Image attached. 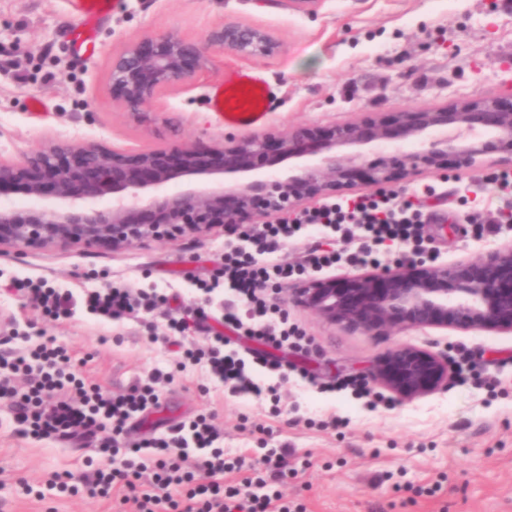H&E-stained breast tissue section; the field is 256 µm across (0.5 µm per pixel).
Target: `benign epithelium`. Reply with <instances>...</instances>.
<instances>
[{
	"label": "benign epithelium",
	"instance_id": "1",
	"mask_svg": "<svg viewBox=\"0 0 512 512\" xmlns=\"http://www.w3.org/2000/svg\"><path fill=\"white\" fill-rule=\"evenodd\" d=\"M215 46L243 57L271 56L280 45L262 28L226 23L205 43L168 34L160 48L126 44L112 57L110 82L118 105L138 117L141 108L169 89L197 79ZM394 140L428 143L403 159L383 155L368 168V184L379 189L407 182L421 170L480 165L498 155L512 162V93L451 100L430 109L331 126H298L286 134L227 139L214 145H159L128 152L95 141L53 140L39 152L0 158V196L20 182L25 193L48 204L24 210L0 200V254L24 248L67 250L101 247L118 251L133 241L164 238L178 230L204 235L217 226L243 224L251 214H286L308 200L335 196L357 185L364 160L344 147L383 149ZM227 173H252L244 186L226 190L190 187L172 192L177 179L189 183ZM473 274L466 263L418 265L310 279L292 303L330 323L375 330L401 324L413 328L490 330L512 334V245L489 253ZM448 374L436 355L402 347L378 365L375 380L403 398L435 391Z\"/></svg>",
	"mask_w": 512,
	"mask_h": 512
}]
</instances>
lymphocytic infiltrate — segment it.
I'll list each match as a JSON object with an SVG mask.
<instances>
[{
    "mask_svg": "<svg viewBox=\"0 0 512 512\" xmlns=\"http://www.w3.org/2000/svg\"><path fill=\"white\" fill-rule=\"evenodd\" d=\"M332 232L341 240L357 241L355 249L324 253L309 249L302 264L292 267L276 257L282 241L307 230ZM231 242L224 245V257L210 280L200 288L233 295L237 307L225 308L223 321L237 335L277 347L304 348L306 338L289 326L288 315L270 304L268 292L294 275L344 263L351 267L381 264L382 246L403 242L413 255L425 253L421 214L396 193L379 192L341 203L326 202L307 209L280 224H236L228 227ZM31 304L58 318L70 316L76 303L86 311L110 320L139 312H151L169 303V294L158 289L132 290L115 286L105 292L86 291L83 299L56 288L30 281L19 283ZM231 340L218 334L207 349H189L185 359L205 364L217 381L233 392L261 395L263 385L246 369L244 359L230 348ZM71 358L66 349L46 341L25 354L0 358V399L10 402L14 421L22 434L38 439L67 437L83 440L84 429L108 421L111 435L99 438L98 452L109 467H98L78 476L55 478L63 492L90 487L101 496L121 490L122 503H134L137 512H289L281 496L268 491L267 479L256 478L239 486H224V472L236 468V461L224 455V434L206 418L198 417L169 429L161 436L142 439L123 447L121 438L131 421L159 404V386L170 382L164 370L152 372L148 381L135 382L125 392L112 395L100 387L85 384L68 372ZM22 373L32 385L18 393L12 377Z\"/></svg>",
    "mask_w": 512,
    "mask_h": 512,
    "instance_id": "1",
    "label": "lymphocytic infiltrate"
}]
</instances>
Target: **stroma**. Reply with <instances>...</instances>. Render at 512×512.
<instances>
[{
	"label": "stroma",
	"mask_w": 512,
	"mask_h": 512,
	"mask_svg": "<svg viewBox=\"0 0 512 512\" xmlns=\"http://www.w3.org/2000/svg\"><path fill=\"white\" fill-rule=\"evenodd\" d=\"M229 21L257 24L280 53L244 58L211 49L198 79L145 105L141 120L112 98L113 53L129 42L159 44L174 33L206 40ZM67 0H0V157L36 151L57 139L93 140L129 151L164 144L288 133L298 125L324 128L432 108L455 98L512 90V0H322L306 14L285 0H119L98 28L97 51L76 55ZM259 71L272 88L266 122L224 124L209 93L230 67ZM493 164L445 173L421 172L405 192L433 186L424 226L437 264L480 262L512 244V227L480 231L471 216L496 222L502 206ZM224 231L135 242L112 252L26 248L0 256V285L27 278L81 292L122 281L176 289L195 302L193 283L207 280L224 252ZM290 322L311 344L308 352L275 351V358L308 371L280 381L278 404L235 395L164 343L168 316L158 310L110 322L77 308L67 319L43 315L23 299L0 293V357H14L44 339L66 347L77 377L119 393L153 369L171 372L161 403L132 427L129 441L161 434L198 416L224 433V449L244 459L224 482L256 477L268 449L286 451L287 477L277 484L291 512H512V334L405 326L377 333L329 323L292 306ZM412 346L448 358L464 347L476 376L450 373L434 392L394 397L392 407H366L332 379L371 377L393 351ZM339 427H330L332 419ZM94 448L18 432L0 402V512H135L118 497L53 487L54 475L105 465Z\"/></svg>",
	"instance_id": "stroma-1"
}]
</instances>
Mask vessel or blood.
Instances as JSON below:
<instances>
[{
	"instance_id": "1",
	"label": "vessel or blood",
	"mask_w": 512,
	"mask_h": 512,
	"mask_svg": "<svg viewBox=\"0 0 512 512\" xmlns=\"http://www.w3.org/2000/svg\"><path fill=\"white\" fill-rule=\"evenodd\" d=\"M113 6V0H71L75 51L94 49L96 30ZM266 97L267 88L256 74L235 68L227 70L223 83L214 87L211 101L214 112L225 123L252 127L266 118Z\"/></svg>"
}]
</instances>
